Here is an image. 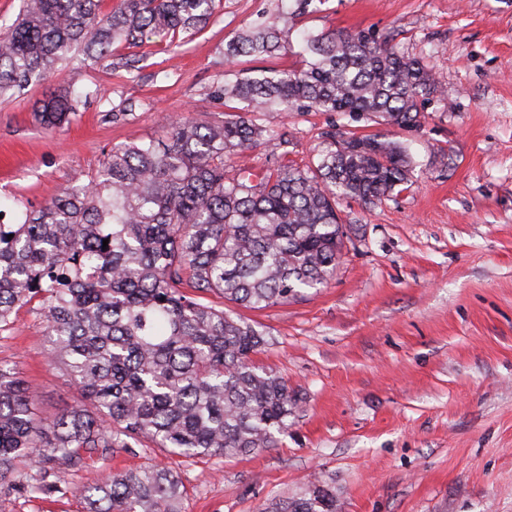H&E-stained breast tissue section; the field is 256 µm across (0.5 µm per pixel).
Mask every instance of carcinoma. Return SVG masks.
Returning a JSON list of instances; mask_svg holds the SVG:
<instances>
[{"mask_svg": "<svg viewBox=\"0 0 512 512\" xmlns=\"http://www.w3.org/2000/svg\"><path fill=\"white\" fill-rule=\"evenodd\" d=\"M30 0L0 29V97L46 78L63 62L130 69L113 47L171 45L202 29L216 0ZM249 24L224 45L214 94L239 111L220 122L167 121L165 142L133 140L104 156L83 186L0 224V336L36 303L48 358L81 395L52 418L17 366L0 362V480L17 474L30 495L81 494L88 512H182L177 473L144 466L78 490L68 472L82 453L147 440L182 457L248 455L288 433L301 397L256 365L264 333L202 302L213 295L265 309L327 283L346 227L338 201L374 204L410 185L400 140L332 134L316 161L288 160V138L260 123L270 111L349 112L400 130L421 127L432 71L364 30L303 31L299 68L235 70L242 57L292 50L295 17L322 0ZM76 112L72 92L40 102L52 130ZM273 141L263 168L233 159ZM108 246H103V240ZM263 512H340L321 479Z\"/></svg>", "mask_w": 512, "mask_h": 512, "instance_id": "cac0c4a2", "label": "carcinoma"}]
</instances>
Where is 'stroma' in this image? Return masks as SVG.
<instances>
[{"label": "stroma", "mask_w": 512, "mask_h": 512, "mask_svg": "<svg viewBox=\"0 0 512 512\" xmlns=\"http://www.w3.org/2000/svg\"><path fill=\"white\" fill-rule=\"evenodd\" d=\"M289 4L221 0L176 53L120 46L135 70L63 66L0 99V196L40 207L85 183L112 147L165 141L162 116L224 120L211 87L225 43ZM296 24L388 38L430 66L440 93L413 131L337 113L263 117L300 166L347 131L389 133L414 159L407 190L342 204L348 240L328 284L259 311L223 304L265 333L256 363L299 391L292 427L274 447L231 458L185 460L145 441L112 448L85 455L68 479L170 468L184 512H259L316 477L342 512H512V0H325ZM61 85L78 94L77 113L50 132L31 105ZM46 352L43 324L21 308L0 361L18 366L50 418L78 393ZM86 508L76 495L0 485V512Z\"/></svg>", "instance_id": "stroma-1"}]
</instances>
